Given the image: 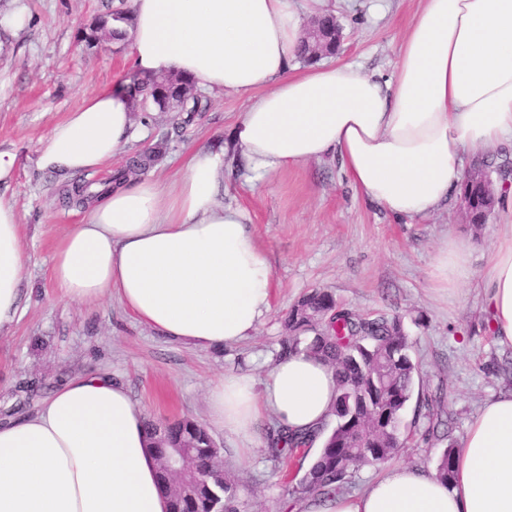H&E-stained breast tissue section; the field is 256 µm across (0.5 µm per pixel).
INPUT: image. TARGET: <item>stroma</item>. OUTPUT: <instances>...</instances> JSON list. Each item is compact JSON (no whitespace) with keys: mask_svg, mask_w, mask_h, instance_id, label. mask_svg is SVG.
I'll use <instances>...</instances> for the list:
<instances>
[{"mask_svg":"<svg viewBox=\"0 0 512 512\" xmlns=\"http://www.w3.org/2000/svg\"><path fill=\"white\" fill-rule=\"evenodd\" d=\"M422 6L423 0H328L343 41L336 54L322 57V65L390 74L400 35ZM118 8L130 10V0H0V18L20 10L30 17L23 29H0V148L19 159L0 196L19 215L27 257L23 314L0 332V420L34 413L73 375L106 371L126 385L148 420L188 416L207 424L209 382L231 371L264 382L280 357L290 309L304 294L321 290L356 316L400 317L418 375L401 419L404 444L387 465L436 471L448 445H460L482 403L512 389V374L499 369L503 358L512 359V348L496 343L476 288L464 284L451 295L434 289L432 266L449 236L463 237L474 246L473 275L481 277L496 225L512 224L505 203H497L482 225L467 223L456 204L425 219L399 220L358 191L331 156L257 173L231 142L245 97L211 92L207 111L189 124L179 112H137L128 147L108 166L74 180L109 181L128 155L162 142L166 149L147 175L169 185L190 149L223 145L227 172L220 199L250 214L251 230L272 265L270 313L240 344L205 351L160 336L118 299H59L52 253L85 213L62 205L65 176L39 169L36 159L49 131L88 94L135 78L129 42L87 39L95 20ZM272 430L271 420L260 421L257 446L246 456L239 454L237 439L210 431L237 488V512H305L311 498L300 482L316 449H307L300 467L289 468L287 460L267 454Z\"/></svg>","mask_w":512,"mask_h":512,"instance_id":"1","label":"stroma"}]
</instances>
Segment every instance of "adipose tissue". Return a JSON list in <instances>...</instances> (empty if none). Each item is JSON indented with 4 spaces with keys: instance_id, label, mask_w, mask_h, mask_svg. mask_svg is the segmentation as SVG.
Here are the masks:
<instances>
[{
    "instance_id": "adipose-tissue-1",
    "label": "adipose tissue",
    "mask_w": 512,
    "mask_h": 512,
    "mask_svg": "<svg viewBox=\"0 0 512 512\" xmlns=\"http://www.w3.org/2000/svg\"><path fill=\"white\" fill-rule=\"evenodd\" d=\"M325 2L131 0L132 64L145 78L174 71L246 96L233 140L255 170L335 154L369 200L398 218L427 217L458 194L468 149L512 138V0H425L384 80L348 65L291 73L303 18ZM137 107L120 85L91 93L44 138L38 168L100 169L128 144ZM224 176L223 147L201 146L174 186L144 179L94 197L53 254L59 297L117 294L141 322L200 349L251 336L272 308V267L248 213L218 202ZM25 263L17 212L0 197V330L22 316ZM471 276L469 243L449 238L434 284L453 291ZM479 291L496 342L512 347V224L497 227ZM336 394L333 367L294 352L264 385L232 372L213 382L209 417L244 454L268 416L319 444ZM167 508L144 410L110 375H74L34 414L0 423V512ZM310 512H512V390L469 424L451 482L397 466Z\"/></svg>"
}]
</instances>
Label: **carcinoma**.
<instances>
[{
  "label": "carcinoma",
  "instance_id": "obj_1",
  "mask_svg": "<svg viewBox=\"0 0 512 512\" xmlns=\"http://www.w3.org/2000/svg\"><path fill=\"white\" fill-rule=\"evenodd\" d=\"M112 20L113 26L101 20L97 30L116 41L126 40L127 32L121 27L127 21L126 12L116 11ZM127 90L141 107L161 111L166 110L168 98L179 96L178 111L186 113L188 120L208 106L207 100L196 94L193 80L177 73L136 80ZM160 157L158 147L137 152L121 173L130 176L146 171ZM88 188L87 184L66 188L63 199L80 206L89 197ZM462 189L477 207H482L485 190L478 179L465 175ZM335 306L336 301L326 292L304 295L289 314V334L283 340V353L309 350L336 369L338 389L332 410L336 425L302 479L304 490L323 499L340 492L351 467L368 464V450H374L384 461L397 453L401 445L396 437L399 430L391 421L401 418L411 399L416 374L398 317L358 318L344 309L335 311ZM168 436L175 442L193 443V453L202 460L218 454L207 429L190 418L170 423ZM310 442L306 436L278 429L270 441L271 458L286 457L298 466ZM454 466L455 448L450 444L440 458L439 477L450 481ZM235 499L236 487L230 479L203 471L195 495L189 499L169 498V512H235Z\"/></svg>",
  "mask_w": 512,
  "mask_h": 512
}]
</instances>
